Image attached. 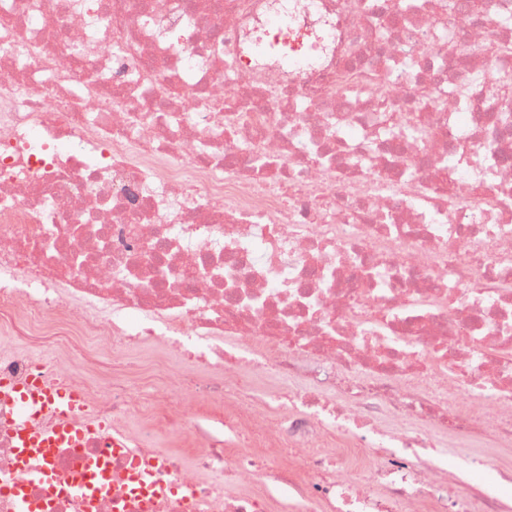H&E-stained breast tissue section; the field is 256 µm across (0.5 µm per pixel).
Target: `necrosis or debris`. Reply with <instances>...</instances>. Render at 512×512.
Wrapping results in <instances>:
<instances>
[{
	"mask_svg": "<svg viewBox=\"0 0 512 512\" xmlns=\"http://www.w3.org/2000/svg\"><path fill=\"white\" fill-rule=\"evenodd\" d=\"M502 44L512 0H0V380L84 405L26 469L0 397V512H272L261 471L320 512H512L425 456L512 447ZM79 334L178 349L195 400L91 386ZM146 402L249 447L186 464L126 427ZM104 456L111 493L66 492Z\"/></svg>",
	"mask_w": 512,
	"mask_h": 512,
	"instance_id": "4bbe7bcc",
	"label": "necrosis or debris"
}]
</instances>
